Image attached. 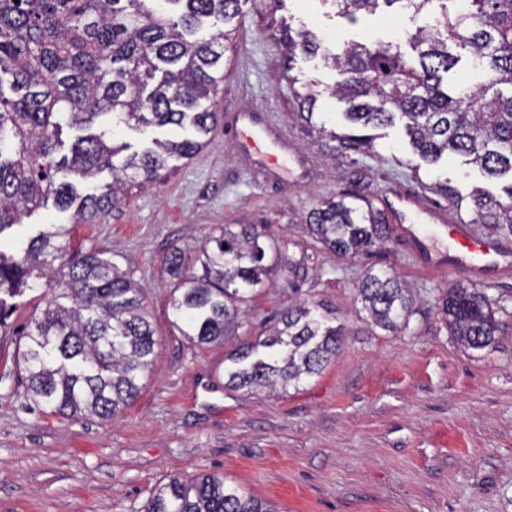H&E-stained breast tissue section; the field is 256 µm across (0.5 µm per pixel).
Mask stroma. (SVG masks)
Wrapping results in <instances>:
<instances>
[{
	"mask_svg": "<svg viewBox=\"0 0 512 512\" xmlns=\"http://www.w3.org/2000/svg\"><path fill=\"white\" fill-rule=\"evenodd\" d=\"M415 23L379 8L350 23L324 0H242L228 31L219 114L210 144L171 161L161 178L129 185L122 207L98 224L73 223L47 205L0 235L11 251L51 225H66V249L96 246L144 290L157 339L149 376L117 419L68 420L39 410L17 373L18 337L45 307L42 290L16 298L0 329V512H141L155 487L175 476L222 475L270 500L280 512H512V274L483 283L496 301L494 347L460 348L437 314L442 292L464 278L424 270L391 230L374 255L342 259L310 253L298 288L279 275L251 303L242 337L295 301L334 310L346 336L335 363L299 387L252 394L224 386L232 367L219 344L197 347L171 324L170 251L194 258L216 224H266L281 243H306L307 212L351 186L376 198L414 190L443 216L459 217L436 182L461 191L481 182L477 168L449 157L413 171L402 127L374 150L337 151L331 132L348 128L327 91L336 73L319 57L287 58L288 31L309 30L323 46L350 41L403 43ZM318 98L299 118L300 94ZM265 106L305 162L304 177L264 178L256 158L227 134L231 113ZM394 271L422 301L395 336L365 320L354 302L368 265Z\"/></svg>",
	"mask_w": 512,
	"mask_h": 512,
	"instance_id": "35a3bbf8",
	"label": "stroma"
}]
</instances>
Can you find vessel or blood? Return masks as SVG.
Listing matches in <instances>:
<instances>
[{"label": "vessel or blood", "mask_w": 512, "mask_h": 512, "mask_svg": "<svg viewBox=\"0 0 512 512\" xmlns=\"http://www.w3.org/2000/svg\"><path fill=\"white\" fill-rule=\"evenodd\" d=\"M230 136L237 149L246 155L274 156L288 151L287 139L265 112L238 113ZM387 214L398 223L401 236L408 239L415 236L412 220L418 215H425L431 223H443L448 251L428 254L422 261L424 269L446 267L478 281L512 272V251L498 239L476 235L462 220L443 221L435 209L420 203L414 191H400Z\"/></svg>", "instance_id": "obj_1"}]
</instances>
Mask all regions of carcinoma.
Instances as JSON below:
<instances>
[{
    "label": "carcinoma",
    "instance_id": "obj_1",
    "mask_svg": "<svg viewBox=\"0 0 512 512\" xmlns=\"http://www.w3.org/2000/svg\"><path fill=\"white\" fill-rule=\"evenodd\" d=\"M357 22L360 11L395 4L416 22L406 58L391 43L322 46L309 31L288 35V57L322 55L336 71L330 93L345 103L343 116L357 133L331 134L339 150H370L378 135L366 130L401 123L414 170L437 166L449 155L465 158L488 180H508L497 196L483 187L467 194L438 182L437 191L463 205L468 223L512 236V0H332ZM241 0H0V235L28 211L53 197L73 210L76 224H94L122 203L129 183L156 179L171 159H190L210 142L218 121L207 102L223 76L218 65L227 33H202L204 19L231 23ZM481 73L479 93L448 83L462 57ZM101 117L112 124L193 129L180 140H154L124 156L108 131L79 136L58 156L63 126L89 130ZM108 169L112 183L80 195L54 175L84 179ZM375 197L355 192L320 201L306 219L310 247L345 258L366 256L386 241L389 222ZM61 225L39 233L16 254L0 252V327L16 307L11 299L50 282L54 264L65 287L51 292L42 316L31 321L18 350L26 395L66 419L117 417L139 394L157 341L143 290L91 247L67 255ZM307 249L290 251L264 224H218L201 248V271L178 250L165 264L174 279L172 325L198 347L239 336L241 309L273 277L302 278ZM355 299L369 323L393 334L405 331L418 308L412 288L398 276L367 269ZM437 309L457 343L483 350L500 333L498 309L487 294L459 282L438 298ZM344 331L306 303L283 309L256 341L227 354L235 365L225 386L274 389L299 384L336 359ZM274 352L251 360L257 348ZM144 512H278L269 502L224 483V477H174L150 497Z\"/></svg>",
    "mask_w": 512,
    "mask_h": 512
}]
</instances>
